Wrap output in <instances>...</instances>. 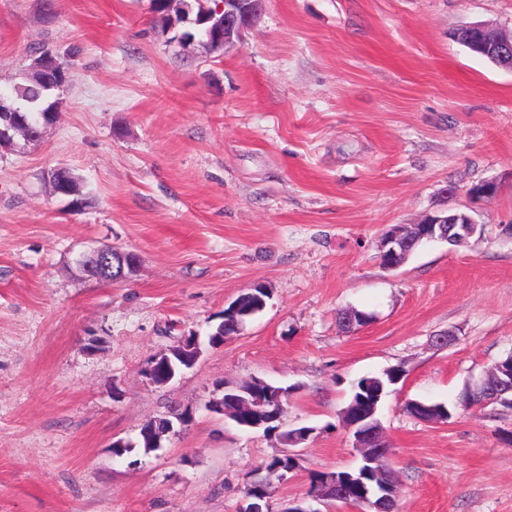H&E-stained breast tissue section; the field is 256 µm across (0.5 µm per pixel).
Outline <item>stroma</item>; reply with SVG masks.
I'll list each match as a JSON object with an SVG mask.
<instances>
[{
	"label": "stroma",
	"instance_id": "obj_1",
	"mask_svg": "<svg viewBox=\"0 0 512 512\" xmlns=\"http://www.w3.org/2000/svg\"><path fill=\"white\" fill-rule=\"evenodd\" d=\"M472 21L512 32V0H266L214 53L173 41L151 0H53L49 16L0 0V91L41 50L75 74L40 142L0 152V512H239L284 446L207 405L254 378L292 388L284 428L313 430L272 483L285 512L313 474L358 465L343 411L392 367L398 512H512L511 407L440 424L404 409L458 402L512 354V70L452 40ZM63 165L82 209L48 180ZM485 182L494 196L466 197ZM461 205L480 233L381 265L392 225ZM102 245L136 272L85 278L77 253ZM257 285L269 298L239 333L148 384L147 362ZM350 307L372 315L353 334ZM172 410L191 421L140 448Z\"/></svg>",
	"mask_w": 512,
	"mask_h": 512
}]
</instances>
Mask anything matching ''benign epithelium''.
I'll list each match as a JSON object with an SVG mask.
<instances>
[{
	"label": "benign epithelium",
	"instance_id": "1",
	"mask_svg": "<svg viewBox=\"0 0 512 512\" xmlns=\"http://www.w3.org/2000/svg\"><path fill=\"white\" fill-rule=\"evenodd\" d=\"M264 0H221L218 12L223 15L221 28L217 35L224 41V48L235 46L241 41L242 33L251 26L261 13ZM485 50L488 55L502 61L512 56V34L492 32L486 39ZM0 116L8 119L7 128H0V151L15 146L14 137L21 134L25 141H30L35 134H43L39 119L31 120L20 116L15 107L13 96L0 94ZM479 227L473 216L465 209H442L425 216L419 223L408 228L401 225L392 227L381 242L382 254L387 257L389 269L398 267V259L410 254L427 242L452 241L464 243L474 235ZM76 264L80 272L89 279L105 283L122 281L133 273L138 264V256L132 251H123L117 247L103 245L81 251ZM203 353L199 337H183L178 348L169 349L155 357L147 368L148 383L155 384L154 376L160 369L168 370L161 385L168 384L176 371L171 363V356L178 355L187 366H193ZM260 384L267 387L263 394L253 388L246 395L237 399V417L240 425L251 429H261L281 420L284 404L291 395L290 389L276 387L265 381ZM481 394L477 408H486L497 403L512 406V371L508 372L497 363L486 371L482 379L468 386L466 395ZM377 408L357 411L350 406L345 409L343 417L347 428L352 431L354 447L360 451L361 463L348 476L336 472L322 473L321 489L310 494L311 503L298 504L287 512H321L312 503L329 502L351 503L367 508V512H394L397 498V485L394 472L389 463L382 461L380 453L384 451L382 424L376 417ZM246 506L240 512H263L260 502L264 496L258 491V484L252 482L244 492Z\"/></svg>",
	"mask_w": 512,
	"mask_h": 512
}]
</instances>
